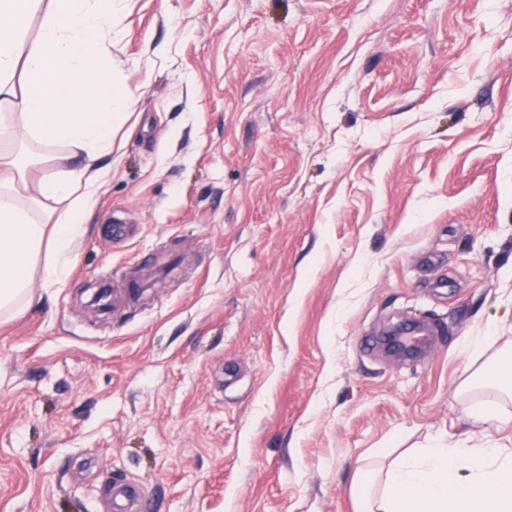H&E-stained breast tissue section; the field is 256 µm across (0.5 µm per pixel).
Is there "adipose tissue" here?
Segmentation results:
<instances>
[{
  "instance_id": "1",
  "label": "adipose tissue",
  "mask_w": 512,
  "mask_h": 512,
  "mask_svg": "<svg viewBox=\"0 0 512 512\" xmlns=\"http://www.w3.org/2000/svg\"><path fill=\"white\" fill-rule=\"evenodd\" d=\"M127 0H0V319L30 309L34 280L62 285L88 231L103 156L132 92L112 77L108 44ZM38 144L28 185L18 145ZM63 146L67 155L55 154ZM30 194H23L24 186ZM361 512H512V449L424 448L373 477Z\"/></svg>"
}]
</instances>
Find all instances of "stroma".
<instances>
[{
  "instance_id": "35a3bbf8",
  "label": "stroma",
  "mask_w": 512,
  "mask_h": 512,
  "mask_svg": "<svg viewBox=\"0 0 512 512\" xmlns=\"http://www.w3.org/2000/svg\"><path fill=\"white\" fill-rule=\"evenodd\" d=\"M120 28L132 132L64 286L0 322V512L127 481L149 512H357L358 466L503 438L473 412L512 356V0H129ZM408 321L423 357L373 348Z\"/></svg>"
}]
</instances>
